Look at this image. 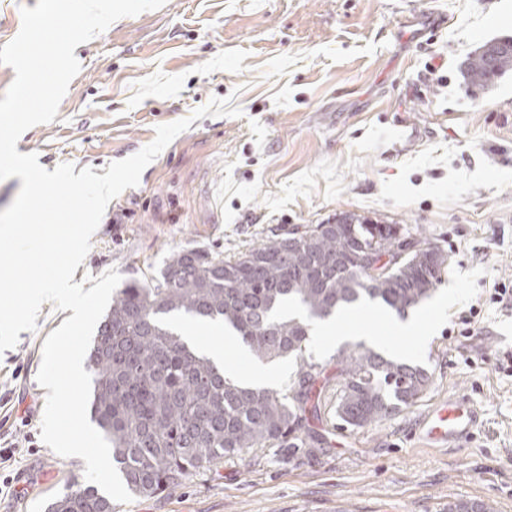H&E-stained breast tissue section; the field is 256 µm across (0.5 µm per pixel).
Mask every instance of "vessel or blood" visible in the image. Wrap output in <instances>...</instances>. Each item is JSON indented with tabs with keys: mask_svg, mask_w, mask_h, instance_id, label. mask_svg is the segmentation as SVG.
Returning a JSON list of instances; mask_svg holds the SVG:
<instances>
[{
	"mask_svg": "<svg viewBox=\"0 0 512 512\" xmlns=\"http://www.w3.org/2000/svg\"><path fill=\"white\" fill-rule=\"evenodd\" d=\"M480 420V410L468 398L455 396L436 403L422 419L421 437L444 447L466 441Z\"/></svg>",
	"mask_w": 512,
	"mask_h": 512,
	"instance_id": "vessel-or-blood-1",
	"label": "vessel or blood"
}]
</instances>
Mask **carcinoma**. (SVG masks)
<instances>
[{"label":"carcinoma","mask_w":512,"mask_h":512,"mask_svg":"<svg viewBox=\"0 0 512 512\" xmlns=\"http://www.w3.org/2000/svg\"><path fill=\"white\" fill-rule=\"evenodd\" d=\"M502 39L464 62L472 90L512 72ZM319 224L315 235L288 229L226 260L197 248L173 252L149 283L117 289L87 352L93 385L90 418L110 444L112 463L131 495L162 494L194 474L255 448L307 451L321 420L323 365L309 351L314 323L354 306L405 317L442 284L448 253L401 224H370L355 214ZM418 244L385 275L370 261L395 256L406 238ZM176 318L221 322L242 349L262 361L293 360L285 390L224 376L182 337ZM432 382L429 372L364 342L336 354L332 408L357 432L412 407ZM47 512H116L112 498L70 482ZM446 512H493L459 499Z\"/></svg>","instance_id":"1"}]
</instances>
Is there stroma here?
Listing matches in <instances>:
<instances>
[{
	"mask_svg": "<svg viewBox=\"0 0 512 512\" xmlns=\"http://www.w3.org/2000/svg\"><path fill=\"white\" fill-rule=\"evenodd\" d=\"M510 35L512 0H166L76 47L54 121L17 144L47 170L105 174L213 98L241 114L193 121L109 203L74 282L111 269L146 282L179 249L230 258L346 213L419 229L449 254L447 308L420 304L429 337L402 339L432 375L413 407L356 433L311 422V453L259 450L120 512H440L459 498L512 512V309L490 299L512 281V73L475 93L462 72ZM69 316L42 305L0 355V512H44L85 478L83 460L41 439L42 346ZM454 394L479 425L460 446H426L421 415Z\"/></svg>",
	"mask_w": 512,
	"mask_h": 512,
	"instance_id": "35a3bbf8",
	"label": "stroma"
}]
</instances>
